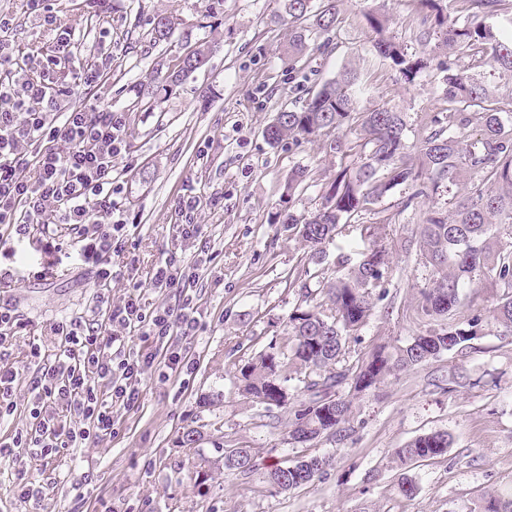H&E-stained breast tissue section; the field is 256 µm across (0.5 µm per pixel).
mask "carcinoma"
<instances>
[{
  "instance_id": "cac0c4a2",
  "label": "carcinoma",
  "mask_w": 512,
  "mask_h": 512,
  "mask_svg": "<svg viewBox=\"0 0 512 512\" xmlns=\"http://www.w3.org/2000/svg\"><path fill=\"white\" fill-rule=\"evenodd\" d=\"M434 15L441 45L448 48L443 111L424 114L413 141L406 136L404 113L385 105L362 110L368 99L358 69H345L325 81L300 110L277 112L266 126L272 146L284 139H324L336 154V170L320 188V204L297 214L296 197L307 186L308 170L288 174L283 196L288 208L271 217L307 249L303 276L290 285L298 302L288 314V341L270 345L251 358L236 377L238 394L271 413L291 407L288 443L352 438L354 402L385 380L416 366L436 362L452 351L472 347L492 320L499 336L512 343V0H413ZM346 0H284L288 21L297 32L288 55L310 50L312 35L339 24ZM375 34L374 49L411 83L429 61L406 50L388 32V19L374 10L363 13ZM212 46L189 50L177 83L206 64ZM354 139H347L348 135ZM467 185V193H448L441 206L425 210L418 225L416 251L431 270L419 290L417 334L401 344H380L367 352L351 346L374 315L390 274L392 249L384 223L362 224L360 216L395 188L412 189L407 201L428 197L441 184ZM360 238L361 252L340 250L325 264V244ZM489 289L488 305L456 318L463 290L474 280ZM315 281L316 289L310 288ZM448 432L419 435L396 449L403 465L448 453ZM330 465L324 455L303 456L264 474L272 494L295 490L321 476ZM224 469L249 478L259 470L248 446L224 449ZM475 512H512V496L489 493Z\"/></svg>"
}]
</instances>
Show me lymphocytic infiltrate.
<instances>
[{"label":"lymphocytic infiltrate","instance_id":"obj_1","mask_svg":"<svg viewBox=\"0 0 512 512\" xmlns=\"http://www.w3.org/2000/svg\"><path fill=\"white\" fill-rule=\"evenodd\" d=\"M26 7L53 32L56 53L39 61L36 78L18 86L0 83V224L24 237L46 210H53L57 223L74 231L84 262L105 285L113 276L112 257L125 251L126 229L112 201L124 115L108 106L62 109L60 101L70 90L57 85L55 71L60 60L69 58L75 31L61 24L50 0H26ZM106 312L113 331L104 338L76 319L55 324L64 346L29 380L33 423L12 441H0V459L18 448L46 457L90 435H109L115 411L139 406L142 377L155 361L180 371L182 356L166 340L197 331L192 308L149 310L132 292ZM140 328L156 354L126 351L124 331ZM60 404L82 415L87 427L58 424L54 410Z\"/></svg>","mask_w":512,"mask_h":512}]
</instances>
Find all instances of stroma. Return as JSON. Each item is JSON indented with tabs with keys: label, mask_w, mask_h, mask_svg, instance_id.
I'll return each instance as SVG.
<instances>
[{
	"label": "stroma",
	"mask_w": 512,
	"mask_h": 512,
	"mask_svg": "<svg viewBox=\"0 0 512 512\" xmlns=\"http://www.w3.org/2000/svg\"><path fill=\"white\" fill-rule=\"evenodd\" d=\"M52 6L81 32L77 59L103 68L101 84L88 89L75 85L70 62H63L59 81L72 89L65 106L108 105L126 115L113 200L128 226L129 251L115 261L107 293L117 302L137 283L149 308L191 299L200 328L172 339L188 354V368L167 378L160 366L149 369L139 408L116 413L113 435L49 459L16 449L0 465V512H472L486 493L512 495V344L500 339L495 322L473 349L388 377L358 399L357 432L340 446L288 444V410L267 414L232 385L239 367L270 342L287 339L288 313L298 299L288 274L298 267L301 243L270 221L283 207V180L307 167V188L294 210H313L332 161L308 140L270 146L264 129L276 112L301 109L350 66L370 74V104L404 113L411 130L423 113L441 111L448 55L437 38L417 40L421 18L412 0L386 5L390 34L430 60L411 84L376 56L359 0H348L339 28L319 36L317 48L297 62L288 59L284 0H52ZM1 12L16 19L9 43L17 64L0 69V81L36 77V60L52 47L49 32L28 15L25 0H0ZM161 15L170 18L172 35L156 42L150 32ZM204 42L214 45L207 65L167 85L188 47ZM187 195L199 201L202 234L194 240L179 229V200ZM447 197L442 187L434 199H414L402 186L378 203L377 214L393 217L389 233L397 248L389 296L361 329L363 345L418 332V290L429 270L404 244L414 240L430 201ZM377 214L364 215V223ZM171 255L198 262V281L154 287L155 266ZM97 292L65 225L38 224L24 238L0 228V303H10L24 323L0 353V367L17 374L16 409L0 423V439L30 420L28 382L63 348L54 325L79 317L107 327ZM457 363L467 380L451 392L448 369ZM190 430L199 440L189 447L183 435ZM434 430L450 434L447 454L399 466L395 450ZM235 443L253 448L267 466L315 454L329 456L331 465L312 482L272 497L262 474L245 480L225 471L223 448ZM403 475L416 485L413 497L397 490ZM29 481L41 485L40 499L18 496V484Z\"/></svg>",
	"instance_id": "stroma-1"
}]
</instances>
